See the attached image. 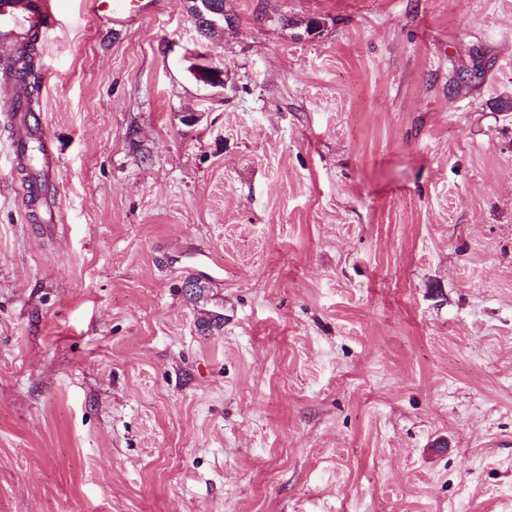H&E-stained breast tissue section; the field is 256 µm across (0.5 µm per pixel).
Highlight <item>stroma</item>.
I'll return each instance as SVG.
<instances>
[{"instance_id":"35a3bbf8","label":"stroma","mask_w":512,"mask_h":512,"mask_svg":"<svg viewBox=\"0 0 512 512\" xmlns=\"http://www.w3.org/2000/svg\"><path fill=\"white\" fill-rule=\"evenodd\" d=\"M51 5L38 200L0 105V512H512V0ZM122 1V2H121ZM154 0H84V10L88 15L107 22L119 21L124 17L146 15L154 11ZM197 5H196V9L194 12H189L190 13V16L194 22V25H195V28L196 30L198 31V33L200 34L201 33V29L202 27L199 26L198 22H199V17L200 16H203L205 15L206 13H210V14H213V15H216L218 14L217 13V9L214 5V2L218 3V11L221 13L220 16H217V21H214V27H217L218 24L219 26L223 27L224 28V22L227 23V24H230L231 23V18L226 14V12H224V0H217V1H214V0H195ZM211 1H214V2H211ZM199 3L201 5H199Z\"/></svg>"}]
</instances>
